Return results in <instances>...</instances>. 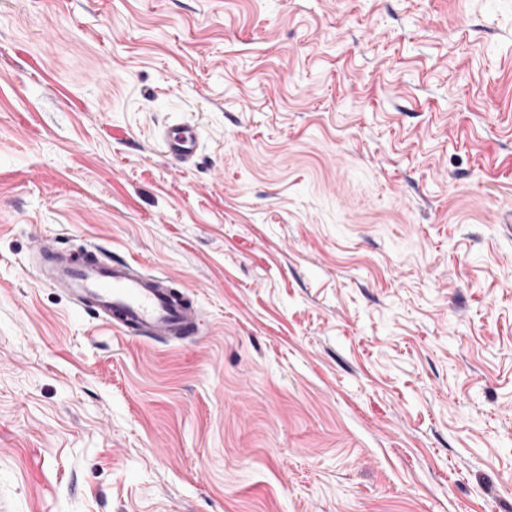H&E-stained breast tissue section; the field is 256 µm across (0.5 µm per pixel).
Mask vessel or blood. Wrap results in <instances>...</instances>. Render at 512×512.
<instances>
[{
	"label": "vessel or blood",
	"instance_id": "vessel-or-blood-1",
	"mask_svg": "<svg viewBox=\"0 0 512 512\" xmlns=\"http://www.w3.org/2000/svg\"><path fill=\"white\" fill-rule=\"evenodd\" d=\"M160 145L164 156L174 164L192 165L199 151L198 132L189 124L167 127ZM33 273L82 309L102 314L138 336L180 338L195 331L200 322L199 308L165 287L162 276L123 260L99 262L58 247L38 261Z\"/></svg>",
	"mask_w": 512,
	"mask_h": 512
}]
</instances>
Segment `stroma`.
<instances>
[{
	"instance_id": "obj_1",
	"label": "stroma",
	"mask_w": 512,
	"mask_h": 512,
	"mask_svg": "<svg viewBox=\"0 0 512 512\" xmlns=\"http://www.w3.org/2000/svg\"><path fill=\"white\" fill-rule=\"evenodd\" d=\"M0 512H512V0H0ZM160 137L162 152L168 160L182 167L195 162L199 151V136L194 126L190 124L169 126ZM33 267L34 276L57 288L85 311L112 319L124 331L153 340L181 338L195 331L201 313L181 294L162 283L167 279L123 260L78 258L54 247Z\"/></svg>"
}]
</instances>
